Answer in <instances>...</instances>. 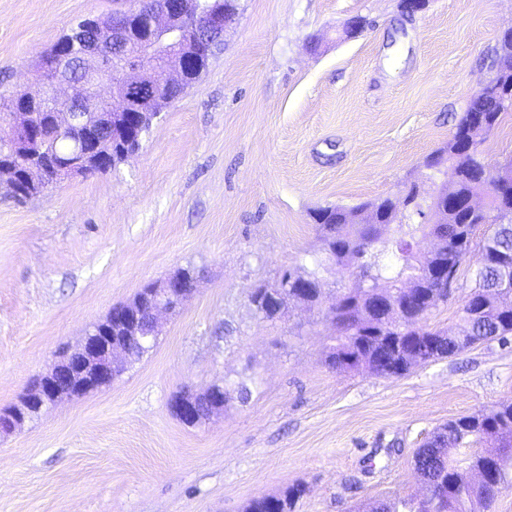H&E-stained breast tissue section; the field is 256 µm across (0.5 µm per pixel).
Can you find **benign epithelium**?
<instances>
[{
  "label": "benign epithelium",
  "instance_id": "7a95c632",
  "mask_svg": "<svg viewBox=\"0 0 512 512\" xmlns=\"http://www.w3.org/2000/svg\"><path fill=\"white\" fill-rule=\"evenodd\" d=\"M229 21L224 10L212 8L201 14V22L190 23L186 14L168 8L146 10L140 6L115 15L107 20H92L87 28L96 34L95 41L78 42L79 30L75 29L68 46H78V57L83 77L74 80L61 66L41 78L34 76L31 84L23 89L18 103L0 123V140L9 148L0 151V185L4 184L11 195L20 194L17 187L19 161H25L22 178L36 189L47 188L49 177L58 182L87 176L108 161V153L101 150L95 133L101 127L117 124L125 128V119H139V128L151 127L159 116L146 111L154 102L155 87L161 80L168 84H185L186 63L191 55L172 53L174 47L193 49L209 41L208 35H224ZM131 27H144L148 39L139 47L137 57L111 52L114 45L127 43ZM52 115L54 125L76 138V153L69 158L55 161L51 155L33 152L38 139L37 113L33 106ZM431 183L439 193H431L427 214L435 215L437 195L447 197V184L451 174L430 158L420 166L418 176L412 181L415 188ZM197 277L188 280L180 268L161 282L153 283L149 312L153 320V335L140 340L151 343L159 335V322L164 314L176 313L194 290ZM308 279L291 275L287 282L273 287L260 286L250 295V303L257 314L278 317L288 301L296 300L310 308H321L320 301L302 290ZM101 323L91 325L80 344L63 356L65 363L54 365L36 378L29 402L41 406H54L65 398L97 391L112 385L125 363L130 359L128 347L104 335ZM199 394L185 389L171 402L170 411L182 419L196 416L194 400Z\"/></svg>",
  "mask_w": 512,
  "mask_h": 512
}]
</instances>
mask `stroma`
<instances>
[{
  "mask_svg": "<svg viewBox=\"0 0 512 512\" xmlns=\"http://www.w3.org/2000/svg\"><path fill=\"white\" fill-rule=\"evenodd\" d=\"M135 0H0V81L24 89L71 26ZM239 0L221 50L116 169L20 203L0 189V410L144 284L200 277L110 387L0 433V512H245L302 485L295 512H363L423 494L413 456L449 420L512 401L491 341L384 378L324 363L329 326L248 297L313 269L310 214L384 197L443 146L485 81L512 0ZM354 16L368 22L354 39ZM216 382L222 411L169 409ZM251 391L241 400L240 386ZM208 391H210V390L207 389L206 391H204L202 393H193L192 390L186 388L184 391H182L176 398H174L170 402V404H169L170 411L172 413H173V411H175V413H177L183 420L194 419L196 416V406H195L194 400L197 397L207 394Z\"/></svg>",
  "mask_w": 512,
  "mask_h": 512,
  "instance_id": "stroma-1",
  "label": "stroma"
}]
</instances>
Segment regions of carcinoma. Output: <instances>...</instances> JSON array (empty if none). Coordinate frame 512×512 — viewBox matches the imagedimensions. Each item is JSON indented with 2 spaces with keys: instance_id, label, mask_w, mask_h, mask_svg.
I'll return each mask as SVG.
<instances>
[{
  "instance_id": "obj_1",
  "label": "carcinoma",
  "mask_w": 512,
  "mask_h": 512,
  "mask_svg": "<svg viewBox=\"0 0 512 512\" xmlns=\"http://www.w3.org/2000/svg\"><path fill=\"white\" fill-rule=\"evenodd\" d=\"M224 8L229 17L238 14L237 0H186L190 21L203 9ZM213 50L201 56L199 69L186 82L190 86L207 69L222 39L211 38ZM512 54V26L503 29L493 49L494 57ZM488 93L482 100L469 103L455 125L448 142L434 151L445 154L443 162L455 174L453 195L456 207L448 210V223L426 224L424 200L417 193L407 194V218L399 224H387V201H364L352 207L328 206L313 215L322 245L333 244V253H325V260L352 270L357 284L346 292V300L335 308L329 319L333 328L330 363L337 372H354L372 364L384 342L378 336L362 334L365 323L377 321L386 327L409 326L419 337L413 349L397 353L392 362L407 369L413 359L426 363L454 356L486 341L507 343L512 337V157L494 180L495 187L486 186L483 163L477 154L464 158L455 153V144L465 140L477 145L485 135L502 123L508 111L501 109L498 97L512 92V75L507 77L497 69L491 70L487 80ZM185 92L183 87L157 89L154 108L170 104ZM41 146L52 154H66L71 150L67 134L51 122L42 124ZM479 193L487 194V216L495 223L479 247L475 260L473 285L460 309L459 324L446 331L430 329L425 325L437 301L404 316L389 308L378 309L374 296L391 292L395 298L405 295V287L429 298L441 295V285L431 277L433 266L448 263L449 272L457 273L472 252L473 235L481 218L464 206V200ZM366 211L371 224L357 223L358 213ZM433 234L444 241V250L427 255L416 249L418 235ZM440 442V457L428 460L421 475L432 483L429 506L414 497L396 496L384 500L391 512H491L500 486L512 481V472L498 468L502 458L512 460V402L502 403L488 411L462 416L431 433ZM483 441L486 449L468 458L461 468L450 461L454 450ZM480 468L487 475L481 484L466 481L467 472ZM303 489L291 486L283 493L253 500L246 512H294Z\"/></svg>"
}]
</instances>
